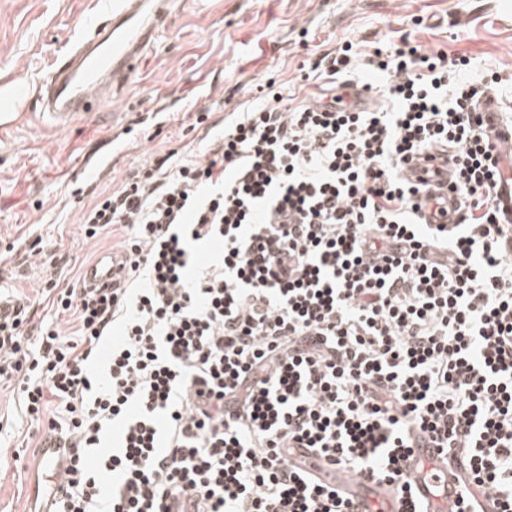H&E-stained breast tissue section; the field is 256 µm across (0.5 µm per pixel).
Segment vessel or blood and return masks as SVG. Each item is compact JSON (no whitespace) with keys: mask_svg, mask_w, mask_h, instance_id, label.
<instances>
[{"mask_svg":"<svg viewBox=\"0 0 512 512\" xmlns=\"http://www.w3.org/2000/svg\"><path fill=\"white\" fill-rule=\"evenodd\" d=\"M176 0H111L99 21L79 35L53 64L37 89L41 114L63 126L90 110L93 100L122 88L132 79L140 59L157 41ZM478 110L484 123L495 130V143L512 148V121H505L494 95L481 98ZM119 266L112 252L100 253L83 271L87 286L111 284ZM298 466L336 484L358 512H398L390 487L381 481L357 479L341 468L322 463L294 449ZM405 476L416 497L426 501L429 512H449L457 499V483L447 466L437 461V451L420 443L407 461Z\"/></svg>","mask_w":512,"mask_h":512,"instance_id":"obj_1","label":"vessel or blood"}]
</instances>
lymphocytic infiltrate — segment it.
<instances>
[{
	"mask_svg": "<svg viewBox=\"0 0 512 512\" xmlns=\"http://www.w3.org/2000/svg\"><path fill=\"white\" fill-rule=\"evenodd\" d=\"M473 69L407 40L342 42L304 80L373 73L378 108L268 91L203 157L143 163L82 209L85 238L121 234L115 283L52 281L53 320L29 327L16 297L0 319V386L68 449L48 512H356L289 448L425 512L402 477L424 438L459 486L450 512H512L508 154L475 110L503 77Z\"/></svg>",
	"mask_w": 512,
	"mask_h": 512,
	"instance_id": "obj_1",
	"label": "lymphocytic infiltrate"
}]
</instances>
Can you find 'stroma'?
Returning <instances> with one entry per match:
<instances>
[{"label":"stroma","instance_id":"35a3bbf8","mask_svg":"<svg viewBox=\"0 0 512 512\" xmlns=\"http://www.w3.org/2000/svg\"><path fill=\"white\" fill-rule=\"evenodd\" d=\"M99 12V0H0V94L18 74L28 80L0 119V289L29 297L36 324L50 314L38 290L54 275L36 241L58 249L74 284L86 262L116 244L85 239L83 205L137 165L175 149L202 154L207 129L256 102L261 85L316 93L301 67L339 43L367 49L406 37L512 76V0H182L125 87L66 126L48 124L36 88ZM44 435L22 416L17 393L1 390L0 448L15 460L0 470V512H32L35 479L51 474L32 464Z\"/></svg>","mask_w":512,"mask_h":512}]
</instances>
